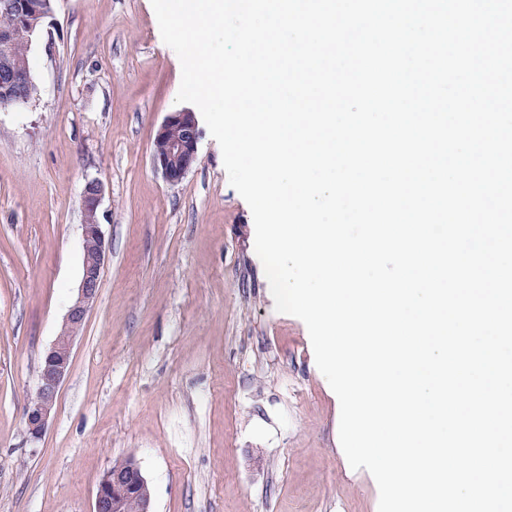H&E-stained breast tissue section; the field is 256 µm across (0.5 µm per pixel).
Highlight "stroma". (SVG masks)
Instances as JSON below:
<instances>
[{
	"label": "stroma",
	"instance_id": "obj_1",
	"mask_svg": "<svg viewBox=\"0 0 512 512\" xmlns=\"http://www.w3.org/2000/svg\"><path fill=\"white\" fill-rule=\"evenodd\" d=\"M45 26L36 100L0 109V512H90L103 472L128 457L153 512H378L306 325L275 309L251 209L208 127L179 184L152 165L183 106L151 0H55ZM91 178L109 254L33 444L24 412L77 293Z\"/></svg>",
	"mask_w": 512,
	"mask_h": 512
}]
</instances>
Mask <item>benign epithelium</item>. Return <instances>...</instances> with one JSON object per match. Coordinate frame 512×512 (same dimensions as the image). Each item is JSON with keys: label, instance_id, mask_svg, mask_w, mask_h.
Listing matches in <instances>:
<instances>
[{"label": "benign epithelium", "instance_id": "1", "mask_svg": "<svg viewBox=\"0 0 512 512\" xmlns=\"http://www.w3.org/2000/svg\"><path fill=\"white\" fill-rule=\"evenodd\" d=\"M0 9L18 17L16 28L0 31V93L21 88L28 74L15 67L10 47L18 36L33 41L46 11L43 0H0ZM200 130L195 113L172 112L156 132L152 165L170 185L180 183L197 160ZM103 186L98 179L85 182L82 191L83 272L77 294L71 302L60 332L42 356L39 381L24 414L26 434L31 442L42 439L56 408L62 383L70 372L73 343L82 330L89 309L98 297L101 273L108 256V245L98 209ZM139 499L140 512H152L148 481L138 464L125 460L107 469L96 489L93 512H125L130 498Z\"/></svg>", "mask_w": 512, "mask_h": 512}]
</instances>
